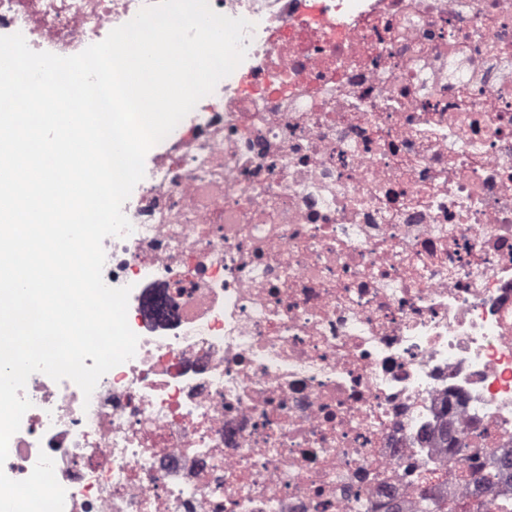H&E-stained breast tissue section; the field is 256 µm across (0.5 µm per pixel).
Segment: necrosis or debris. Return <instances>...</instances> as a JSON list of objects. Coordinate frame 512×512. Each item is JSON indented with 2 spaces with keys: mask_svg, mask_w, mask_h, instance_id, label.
<instances>
[{
  "mask_svg": "<svg viewBox=\"0 0 512 512\" xmlns=\"http://www.w3.org/2000/svg\"><path fill=\"white\" fill-rule=\"evenodd\" d=\"M152 0H0L80 53ZM245 60L104 239L135 356L33 374L4 468L64 512L512 501V0H208Z\"/></svg>",
  "mask_w": 512,
  "mask_h": 512,
  "instance_id": "obj_1",
  "label": "necrosis or debris"
}]
</instances>
